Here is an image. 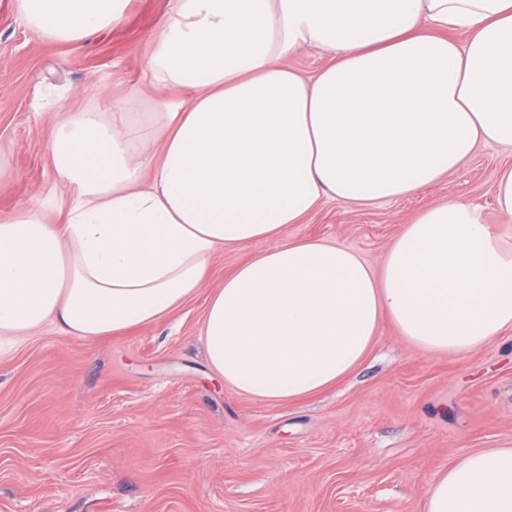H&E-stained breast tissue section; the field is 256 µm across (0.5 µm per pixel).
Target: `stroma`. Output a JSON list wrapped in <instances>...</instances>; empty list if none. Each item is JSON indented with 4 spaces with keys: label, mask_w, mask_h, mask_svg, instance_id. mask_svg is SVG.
<instances>
[{
    "label": "stroma",
    "mask_w": 512,
    "mask_h": 512,
    "mask_svg": "<svg viewBox=\"0 0 512 512\" xmlns=\"http://www.w3.org/2000/svg\"><path fill=\"white\" fill-rule=\"evenodd\" d=\"M170 0H129L123 21L72 42L37 36L0 7V220L62 219L75 191L48 133L58 111L104 98L143 112L142 71ZM512 148L479 146L433 188L371 205L324 201L293 239L341 244L379 266L422 208L463 201L512 241L495 204ZM269 240L224 248L197 297L164 321L105 340L45 325L0 353V512H418L429 484L482 448H512V331L471 354L424 353L390 321L365 361L290 404L240 395L205 361L208 295Z\"/></svg>",
    "instance_id": "obj_1"
}]
</instances>
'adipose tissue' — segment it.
Wrapping results in <instances>:
<instances>
[{"mask_svg":"<svg viewBox=\"0 0 512 512\" xmlns=\"http://www.w3.org/2000/svg\"><path fill=\"white\" fill-rule=\"evenodd\" d=\"M127 4L11 0L57 42L120 23ZM305 45L330 56L309 77L281 64ZM143 73L149 111L109 100L53 121L77 194L64 219L0 222V348L49 322L81 340L157 323L200 292L218 248L269 239L210 293L202 336L214 373L253 399L336 386L385 320L459 356L512 330V241L477 205L420 210L376 269L288 237L324 199L408 197L480 144L512 146V0H172ZM419 509L512 512V448L465 455Z\"/></svg>","mask_w":512,"mask_h":512,"instance_id":"1","label":"adipose tissue"}]
</instances>
